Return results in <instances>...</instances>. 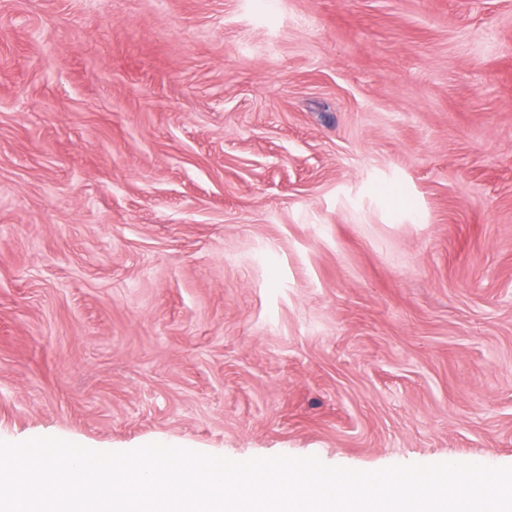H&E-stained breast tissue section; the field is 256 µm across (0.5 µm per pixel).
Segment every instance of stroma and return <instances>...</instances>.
<instances>
[{"instance_id": "obj_1", "label": "stroma", "mask_w": 512, "mask_h": 512, "mask_svg": "<svg viewBox=\"0 0 512 512\" xmlns=\"http://www.w3.org/2000/svg\"><path fill=\"white\" fill-rule=\"evenodd\" d=\"M512 462V0H0V439Z\"/></svg>"}]
</instances>
